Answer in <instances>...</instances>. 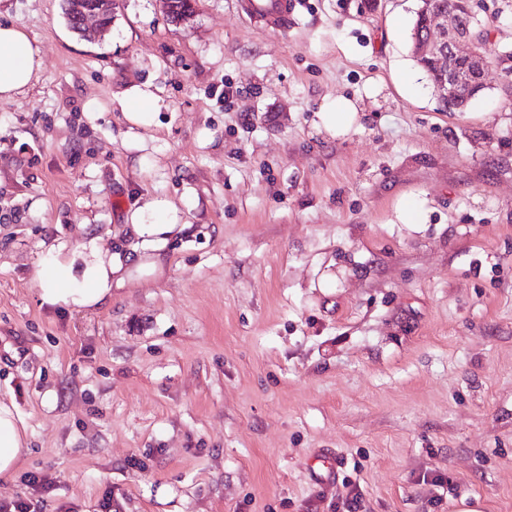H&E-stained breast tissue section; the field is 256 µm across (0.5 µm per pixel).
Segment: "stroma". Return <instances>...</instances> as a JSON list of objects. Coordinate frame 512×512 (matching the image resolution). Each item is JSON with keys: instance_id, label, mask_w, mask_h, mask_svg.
<instances>
[{"instance_id": "obj_1", "label": "stroma", "mask_w": 512, "mask_h": 512, "mask_svg": "<svg viewBox=\"0 0 512 512\" xmlns=\"http://www.w3.org/2000/svg\"><path fill=\"white\" fill-rule=\"evenodd\" d=\"M96 41L61 0H0L42 67L0 100V399L29 451L0 504L43 512H512V75L465 112L411 51L417 0H116ZM512 52V0H482ZM160 88L130 139L120 100ZM364 110L337 139L336 96ZM100 111H87L89 101ZM425 194L419 225L393 223ZM162 196V272L94 313L42 306L52 245ZM246 12L255 20L263 19L274 29L288 28L293 21L296 2L291 0H248L244 6ZM356 103L345 96L327 101L317 112L318 127L336 138H343L362 128V115Z\"/></svg>"}]
</instances>
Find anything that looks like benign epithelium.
<instances>
[{"instance_id": "7a95c632", "label": "benign epithelium", "mask_w": 512, "mask_h": 512, "mask_svg": "<svg viewBox=\"0 0 512 512\" xmlns=\"http://www.w3.org/2000/svg\"><path fill=\"white\" fill-rule=\"evenodd\" d=\"M418 13L422 15L425 36L414 38L413 54L436 68L439 81L435 91L439 99L450 108L462 110L485 85L490 67L487 56L478 49L476 14L469 11V21L464 23L454 12L436 7L433 0H422ZM78 18L83 35L91 41L106 29L99 10L82 8Z\"/></svg>"}]
</instances>
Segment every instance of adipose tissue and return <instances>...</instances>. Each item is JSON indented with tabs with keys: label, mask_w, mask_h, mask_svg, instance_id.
Segmentation results:
<instances>
[{
	"label": "adipose tissue",
	"mask_w": 512,
	"mask_h": 512,
	"mask_svg": "<svg viewBox=\"0 0 512 512\" xmlns=\"http://www.w3.org/2000/svg\"><path fill=\"white\" fill-rule=\"evenodd\" d=\"M41 65L39 49L26 30L14 23H0V100L23 93ZM161 102L150 86H130L123 93V116L131 127L148 128ZM317 118L319 127L336 138L362 127L356 103L345 96L324 103ZM126 222L136 238L133 250L140 256L139 265H128L121 252L106 246L98 235L73 246L51 247L39 262L41 305L96 312L111 302L113 289L124 287L135 275L161 269L162 249L187 228L179 209L165 198L136 206ZM27 452L26 429L14 404L0 400V484L13 479Z\"/></svg>",
	"instance_id": "obj_1"
}]
</instances>
